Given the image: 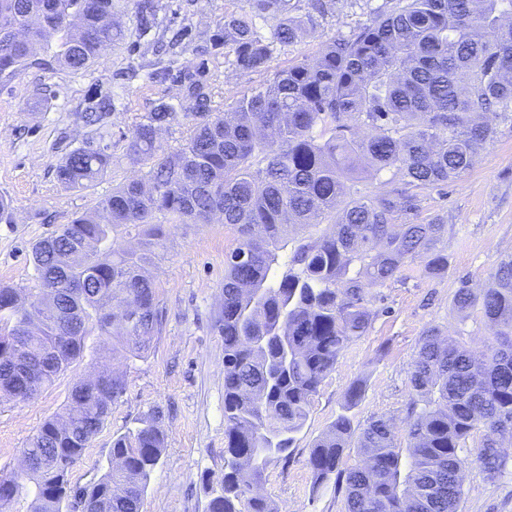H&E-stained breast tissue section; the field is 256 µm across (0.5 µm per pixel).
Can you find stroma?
I'll use <instances>...</instances> for the list:
<instances>
[{
	"label": "stroma",
	"mask_w": 512,
	"mask_h": 512,
	"mask_svg": "<svg viewBox=\"0 0 512 512\" xmlns=\"http://www.w3.org/2000/svg\"><path fill=\"white\" fill-rule=\"evenodd\" d=\"M158 24L140 34L135 8L121 16L125 39L107 49L84 72L59 65L32 67L0 79V195L13 201L14 221L0 223V284L22 295L38 293L40 283L31 246L76 215L95 211L113 188L144 176L148 167L126 155V137L135 121L159 101L179 104L178 80H160V62L174 61L202 73L212 107L226 111L248 88L267 83L275 70L315 58L325 43L345 35L370 12L391 0H340L321 20L314 36L276 50L270 70L240 75L233 55L212 37L224 17L246 10V0H161ZM113 96L111 172L86 191L63 187L54 169L90 136L81 116L97 93ZM493 141L460 180L421 194L417 222L434 217L452 226L448 237V275L429 277L422 263L408 264L400 281L377 289L369 333L352 343L323 381L298 434L289 461L272 462L261 493L279 512H345L344 496L333 485L317 486L305 465L314 441L335 420L350 385L364 381L355 420L388 415L403 421L410 399L408 369L422 333L431 327L461 332L474 354L486 350L488 328L461 319L452 307L460 279L485 285L499 257L512 254V123L496 122ZM165 225L166 237L146 266L165 309L161 332L142 357L115 356L114 370L126 376V390L112 406L101 432L72 470V486L97 481L107 465L112 441L139 427L152 410H162L166 448L144 496L142 512H208L212 487L224 475V339L215 329L224 296V262L237 245L230 226ZM98 360L84 357L32 401H0V473H21L22 450L47 418L61 413L72 384L91 377ZM459 512H512V473L499 482L484 480L471 466L464 472Z\"/></svg>",
	"instance_id": "35a3bbf8"
}]
</instances>
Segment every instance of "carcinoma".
<instances>
[{"instance_id": "obj_1", "label": "carcinoma", "mask_w": 512, "mask_h": 512, "mask_svg": "<svg viewBox=\"0 0 512 512\" xmlns=\"http://www.w3.org/2000/svg\"><path fill=\"white\" fill-rule=\"evenodd\" d=\"M130 0H0V75L44 65L36 49L56 47L54 61L74 72L88 69L102 50L120 42L118 7ZM250 11L224 16L219 42L233 52L241 75L270 67L276 46L313 34L316 16L336 0H308L295 14L292 0H248ZM140 31L150 32L158 0H135ZM276 20L269 36L259 21ZM185 100L193 131L177 151L165 152L159 131L177 118L161 103L130 131L126 153L149 164L141 179L113 188L100 202L102 217L81 214L37 241L32 260L41 289L59 278L89 279L86 288L52 297L53 311L71 329L65 363L44 362L30 377L34 391L52 385L85 356L87 337L108 333L103 311L112 307V353L136 358L162 324L156 287L142 272L147 253L164 236L157 213L173 224H208L213 213L233 226L238 245L227 257L224 305L215 326L224 337V477L208 512H277L256 492L268 464L292 456L324 379L348 345L367 335L374 289L399 280L419 260L433 278L448 275L450 225L442 219L397 223L414 216L420 193L454 182L494 138L491 113L512 120V0H395L312 60L275 73L251 87L228 112L212 110L202 79L190 77ZM112 95L91 98L82 115L92 137L72 149L55 170L57 181L78 191L111 169L108 119ZM364 130L366 134L359 135ZM375 173L395 170V186L376 194L353 193L339 206L360 162ZM331 212V232L296 245L287 270L274 278L278 251L290 229ZM143 230L145 252H101L119 233ZM85 248L80 268L64 258ZM454 308L474 313L488 327L487 353L474 356L432 327L419 340L408 371L411 398L403 448L393 418L381 415L354 427L351 410L362 382L345 394L342 412L309 451L306 466L316 484L344 494L345 512H459V470L476 466L489 481L506 472L501 449L512 440V255L499 259L481 289L462 280ZM29 337L37 358L56 336L47 315L0 285V399L18 397L8 364L10 336ZM91 351V350H89ZM91 355L100 357L97 350ZM124 375L107 370L98 386L76 381L65 412L45 420L23 448L26 477L0 474V492L30 499V512H63L71 494L86 497L88 512H141L151 475L166 447L155 410L136 430L112 441L109 465L93 485H70L82 460L125 392ZM358 434L360 460L343 462ZM479 442L469 447L474 435Z\"/></svg>"}]
</instances>
